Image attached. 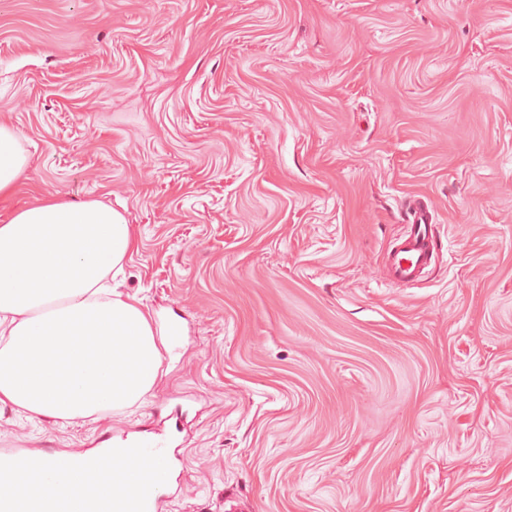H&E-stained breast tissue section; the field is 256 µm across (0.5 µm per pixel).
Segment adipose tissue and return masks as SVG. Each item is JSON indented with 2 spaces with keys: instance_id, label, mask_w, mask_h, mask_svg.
I'll return each instance as SVG.
<instances>
[{
  "instance_id": "ef3b65f1",
  "label": "adipose tissue",
  "mask_w": 512,
  "mask_h": 512,
  "mask_svg": "<svg viewBox=\"0 0 512 512\" xmlns=\"http://www.w3.org/2000/svg\"><path fill=\"white\" fill-rule=\"evenodd\" d=\"M29 163L0 123V198ZM137 248L133 225L98 200L50 197L0 222V404L69 424L145 403L171 338L114 281ZM41 487L93 506L104 475L89 456L46 457Z\"/></svg>"
}]
</instances>
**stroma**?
Returning a JSON list of instances; mask_svg holds the SVG:
<instances>
[{"label":"stroma","instance_id":"35a3bbf8","mask_svg":"<svg viewBox=\"0 0 512 512\" xmlns=\"http://www.w3.org/2000/svg\"><path fill=\"white\" fill-rule=\"evenodd\" d=\"M1 120L0 219L118 208L121 291L182 335L140 407L6 404L0 448L164 428L160 512H512V0H0ZM28 163L29 159L20 149L15 130L0 123V198L15 193L18 180ZM406 210L412 226L390 255L391 274L399 282L417 279L431 265L436 248L431 235L432 216L427 207L421 201L413 200Z\"/></svg>","mask_w":512,"mask_h":512}]
</instances>
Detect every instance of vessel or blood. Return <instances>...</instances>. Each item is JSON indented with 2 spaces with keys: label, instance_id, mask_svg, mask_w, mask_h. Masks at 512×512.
Instances as JSON below:
<instances>
[{
  "label": "vessel or blood",
  "instance_id": "b4317fda",
  "mask_svg": "<svg viewBox=\"0 0 512 512\" xmlns=\"http://www.w3.org/2000/svg\"><path fill=\"white\" fill-rule=\"evenodd\" d=\"M411 228L390 255V270L394 279L410 282L417 279L433 260L436 248L429 224L432 216L418 200L407 205ZM121 455L143 458L171 470L172 457L167 440L151 437L143 441L126 440ZM44 462L42 454L21 448L0 452V470H10L21 475L39 471ZM162 495L156 486H147L133 495L113 493L102 495L95 503V512H158Z\"/></svg>",
  "mask_w": 512,
  "mask_h": 512
}]
</instances>
